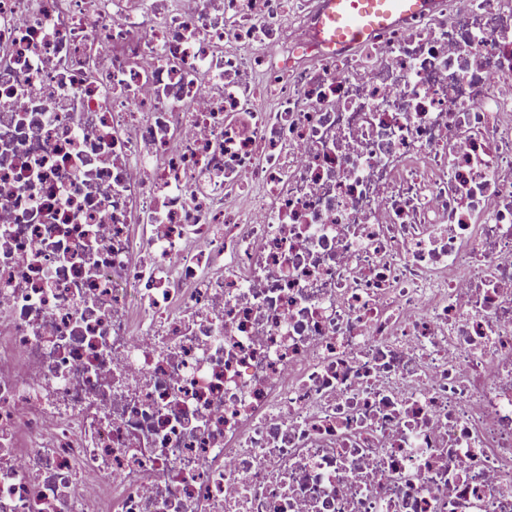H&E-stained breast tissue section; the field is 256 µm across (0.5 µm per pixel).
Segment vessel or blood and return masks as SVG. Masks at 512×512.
Here are the masks:
<instances>
[{"instance_id":"b4317fda","label":"vessel or blood","mask_w":512,"mask_h":512,"mask_svg":"<svg viewBox=\"0 0 512 512\" xmlns=\"http://www.w3.org/2000/svg\"><path fill=\"white\" fill-rule=\"evenodd\" d=\"M427 0H327L324 36L336 44L357 43L395 14L425 8Z\"/></svg>"}]
</instances>
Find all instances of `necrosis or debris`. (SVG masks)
Instances as JSON below:
<instances>
[{
	"label": "necrosis or debris",
	"instance_id": "4bbe7bcc",
	"mask_svg": "<svg viewBox=\"0 0 512 512\" xmlns=\"http://www.w3.org/2000/svg\"><path fill=\"white\" fill-rule=\"evenodd\" d=\"M325 3L0 0V512H512V0ZM427 0H327L324 36L330 43H358L395 14L425 8Z\"/></svg>",
	"mask_w": 512,
	"mask_h": 512
}]
</instances>
